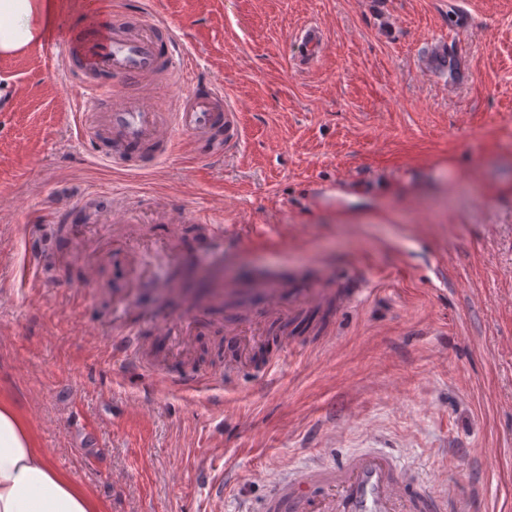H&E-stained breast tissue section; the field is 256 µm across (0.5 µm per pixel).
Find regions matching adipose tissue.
Wrapping results in <instances>:
<instances>
[{
	"label": "adipose tissue",
	"instance_id": "ef3b65f1",
	"mask_svg": "<svg viewBox=\"0 0 512 512\" xmlns=\"http://www.w3.org/2000/svg\"><path fill=\"white\" fill-rule=\"evenodd\" d=\"M61 0H0V55L33 43L52 25ZM0 512H103L37 448L27 422L0 396Z\"/></svg>",
	"mask_w": 512,
	"mask_h": 512
}]
</instances>
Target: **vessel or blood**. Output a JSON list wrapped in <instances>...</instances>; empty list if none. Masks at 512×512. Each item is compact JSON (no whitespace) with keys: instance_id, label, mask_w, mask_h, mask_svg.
Here are the masks:
<instances>
[{"instance_id":"1","label":"vessel or blood","mask_w":512,"mask_h":512,"mask_svg":"<svg viewBox=\"0 0 512 512\" xmlns=\"http://www.w3.org/2000/svg\"><path fill=\"white\" fill-rule=\"evenodd\" d=\"M112 0H78L72 22L45 38L58 50L81 91L78 126L81 142L93 145L96 156L130 172L154 168L171 155L177 135L195 145L223 153L239 144L243 128L235 109L218 87L190 77L185 56L171 32L151 24L142 10L132 20L116 23ZM298 58L313 60L324 43L317 25L297 30ZM426 63L449 82L463 85L467 74L461 54L444 38L435 39ZM183 86L174 103L157 107L153 89ZM321 294L319 288L296 289L290 300L267 294L264 312L289 315ZM202 311L183 312L166 323L178 336L206 321ZM135 332L115 337L113 356L137 360ZM174 391H192L210 384V377L178 370L166 372ZM450 493L420 488L410 468L392 453L362 448L336 463L318 459L293 477L276 482L263 512H448Z\"/></svg>"}]
</instances>
